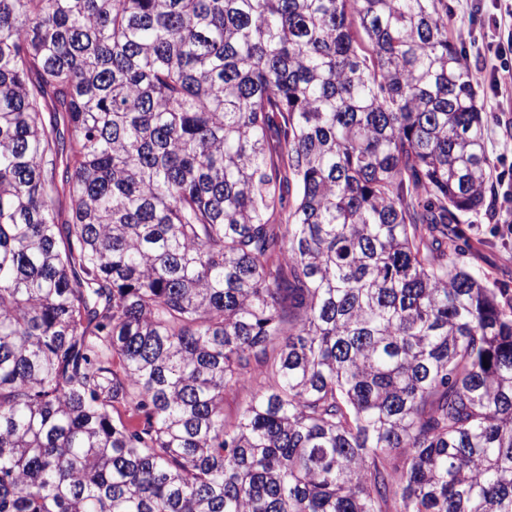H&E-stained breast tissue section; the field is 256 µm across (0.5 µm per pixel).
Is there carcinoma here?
I'll use <instances>...</instances> for the list:
<instances>
[{
    "mask_svg": "<svg viewBox=\"0 0 512 512\" xmlns=\"http://www.w3.org/2000/svg\"><path fill=\"white\" fill-rule=\"evenodd\" d=\"M451 21L0 0V512H512Z\"/></svg>",
    "mask_w": 512,
    "mask_h": 512,
    "instance_id": "carcinoma-1",
    "label": "carcinoma"
}]
</instances>
